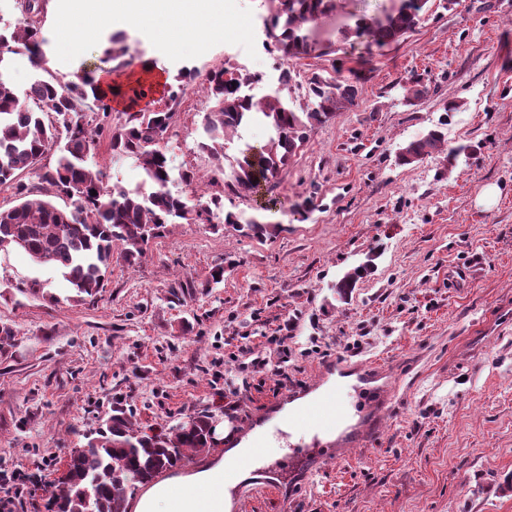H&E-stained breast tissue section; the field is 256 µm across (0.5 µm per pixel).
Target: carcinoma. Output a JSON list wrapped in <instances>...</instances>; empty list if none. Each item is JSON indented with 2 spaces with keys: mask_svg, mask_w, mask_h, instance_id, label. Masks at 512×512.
<instances>
[{
  "mask_svg": "<svg viewBox=\"0 0 512 512\" xmlns=\"http://www.w3.org/2000/svg\"><path fill=\"white\" fill-rule=\"evenodd\" d=\"M428 0H400V6L383 19L363 28L379 43H393L413 32L425 19ZM335 0H282L265 17L271 47L283 59L300 58L316 51L309 26L333 10ZM24 25L0 31V71L7 67L17 45H23L34 67L43 69L42 35L46 0H16ZM127 37H109L105 53L114 70L133 65ZM196 72L179 75L170 87L165 108L141 109L113 129L112 155L134 159L144 178L134 188L110 182L106 170L91 169L89 155L96 140L92 113L109 111L106 96L87 78L64 85L36 76L22 100L14 88L0 78V185L14 189L16 204L0 208V252L19 251L39 265L56 268L71 290L74 301L95 299L105 288L106 270L112 265L113 247L121 246L120 258L129 266L139 265L150 240L162 236L173 224L212 223L224 214L222 223L243 236L270 237L280 225L267 220L265 212L276 206L267 199L244 217L224 210L222 197L193 202L169 189L174 167L160 148L175 114L173 106L184 93L186 82ZM257 76L235 67H221L205 75L210 102L203 116L204 140L199 148L213 160V172L224 182V193L240 196L259 194L288 167L315 127L353 106L360 95L356 82L341 74L325 76L313 72L303 82L288 69L281 77L287 92L304 90L305 103L272 97L255 102L244 93ZM409 102L428 92L417 77L405 82ZM259 121L269 129L262 145L245 144L232 161L224 155V138L241 125ZM447 146L442 125L401 147L396 163L410 165ZM57 153L55 164L38 167L45 154ZM40 168L36 185L18 180L20 172ZM96 195H91V191ZM66 200L61 206L57 200ZM370 265L346 272L336 282L339 295H348ZM211 417L199 414L175 427L171 436L148 435L138 429L132 416L117 408L98 436L83 449L69 454L67 468L53 494L56 512H126L129 493L157 473L175 466L188 453L201 451L212 440Z\"/></svg>",
  "mask_w": 512,
  "mask_h": 512,
  "instance_id": "obj_1",
  "label": "carcinoma"
}]
</instances>
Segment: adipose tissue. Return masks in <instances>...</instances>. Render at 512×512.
Returning <instances> with one entry per match:
<instances>
[{"instance_id": "obj_1", "label": "adipose tissue", "mask_w": 512, "mask_h": 512, "mask_svg": "<svg viewBox=\"0 0 512 512\" xmlns=\"http://www.w3.org/2000/svg\"><path fill=\"white\" fill-rule=\"evenodd\" d=\"M81 15L116 24L130 20L184 35L207 27L210 32L225 31L224 20H204L202 0H79ZM239 444L216 455L186 474L167 477L150 484L133 504V512H231L232 498L224 487V468L238 456L249 453Z\"/></svg>"}]
</instances>
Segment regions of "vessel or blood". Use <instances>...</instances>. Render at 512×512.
Masks as SVG:
<instances>
[{
	"label": "vessel or blood",
	"mask_w": 512,
	"mask_h": 512,
	"mask_svg": "<svg viewBox=\"0 0 512 512\" xmlns=\"http://www.w3.org/2000/svg\"><path fill=\"white\" fill-rule=\"evenodd\" d=\"M323 374L347 380L353 400L341 405L336 390L328 388L288 418H277L272 410L265 414L271 435L283 437L293 429L302 433L298 441L289 443L285 458L272 461L257 450L242 459L239 470L265 476V493L278 494L283 473L309 472L314 463L341 461L346 449L368 445L378 434L381 414L400 400L378 370L367 367L365 362L352 361L351 357L338 358L324 368ZM239 470H225V486L237 485Z\"/></svg>",
	"instance_id": "b4317fda"
}]
</instances>
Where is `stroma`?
<instances>
[{
	"mask_svg": "<svg viewBox=\"0 0 512 512\" xmlns=\"http://www.w3.org/2000/svg\"><path fill=\"white\" fill-rule=\"evenodd\" d=\"M72 0H47L46 76L82 78L108 66L113 34L101 22L81 29L78 51L56 50L55 19ZM399 0H336L312 35L324 55L283 62L254 24L269 0H235L224 36L186 40L177 50L134 23L131 54L167 81L179 71L237 66L259 75L258 94L278 87L283 67L299 79L334 70L359 81L350 109L314 129L273 189L283 230L258 241L231 227L178 224L150 241L139 266L113 258L94 301L67 297L52 267L0 253V467L42 463V486L28 512H46L49 484L65 472L70 449L120 406L145 432H167L205 412L218 427L241 424L303 391L336 358L378 359L403 404L382 419L375 446L341 462L319 463L280 496L247 501L244 512H512V0H429L424 23L385 46L356 37L360 20ZM417 75L428 94L405 105L402 84ZM456 110H448V103ZM207 95L192 82L175 108L166 148L192 185L172 191L194 200L223 195L225 209L253 214L249 196H224L212 160L198 148ZM128 110L96 118L91 166L135 187L140 168L113 156V127ZM445 122L449 147L474 146L448 168L443 153L400 166L395 154ZM312 195L307 220L292 205ZM483 265L469 283L451 279L472 256ZM372 269L347 299L335 284L364 262ZM224 279L208 284L214 265ZM289 327L290 382L276 389L270 336ZM360 347L349 350L351 342ZM266 358L244 379L217 388L235 345ZM241 402L236 420L227 403Z\"/></svg>",
	"mask_w": 512,
	"mask_h": 512,
	"instance_id": "obj_1",
	"label": "stroma"
}]
</instances>
